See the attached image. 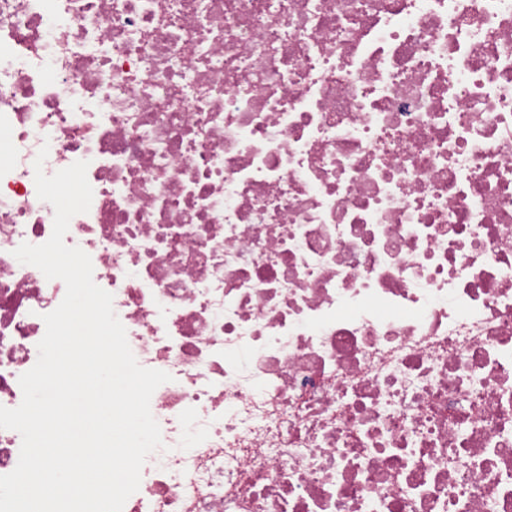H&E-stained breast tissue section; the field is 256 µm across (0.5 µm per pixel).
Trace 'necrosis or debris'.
<instances>
[{
    "label": "necrosis or debris",
    "instance_id": "1",
    "mask_svg": "<svg viewBox=\"0 0 512 512\" xmlns=\"http://www.w3.org/2000/svg\"><path fill=\"white\" fill-rule=\"evenodd\" d=\"M78 161L171 376L123 512H512V0H0V406Z\"/></svg>",
    "mask_w": 512,
    "mask_h": 512
}]
</instances>
